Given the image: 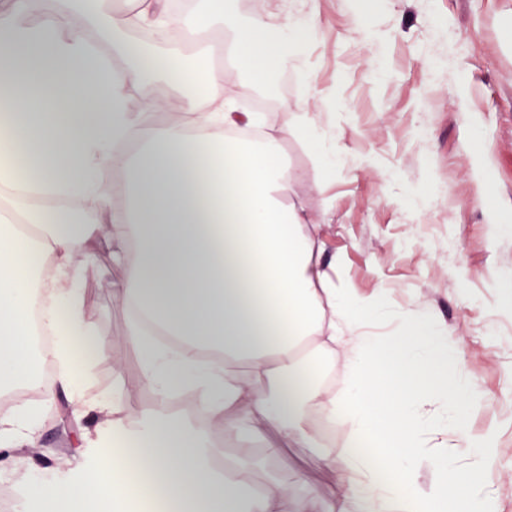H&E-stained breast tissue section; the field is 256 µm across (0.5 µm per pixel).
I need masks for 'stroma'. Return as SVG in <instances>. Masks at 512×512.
<instances>
[{
	"instance_id": "stroma-1",
	"label": "stroma",
	"mask_w": 512,
	"mask_h": 512,
	"mask_svg": "<svg viewBox=\"0 0 512 512\" xmlns=\"http://www.w3.org/2000/svg\"><path fill=\"white\" fill-rule=\"evenodd\" d=\"M293 10L310 20L306 70L272 73L253 92L273 100L267 123L292 120L286 100L320 113L329 133L323 169L304 137L283 143L295 191L353 288L387 289L391 305L424 309L453 333L484 398L470 427L494 441L495 512H512V308L498 291L512 278V0H293ZM122 275L105 248L87 266L86 316L111 350L83 363L82 386L145 417L157 397L124 340L129 317L112 297ZM52 398L25 451L32 476L81 485L103 475L117 452L93 443L97 417L60 390ZM318 441L277 449L271 468L257 446V482L300 478L337 495L322 452L343 451L347 437Z\"/></svg>"
}]
</instances>
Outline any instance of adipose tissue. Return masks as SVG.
<instances>
[{
  "label": "adipose tissue",
  "mask_w": 512,
  "mask_h": 512,
  "mask_svg": "<svg viewBox=\"0 0 512 512\" xmlns=\"http://www.w3.org/2000/svg\"><path fill=\"white\" fill-rule=\"evenodd\" d=\"M38 0H11L0 19V92L13 94L0 115V185L8 204L39 234L26 244L0 227V390L30 381L28 313L41 298L59 336L58 381L81 411L97 413L107 433L134 442L152 497L183 512H487L485 472L493 448L471 434L473 380L458 350L428 313L397 314L401 328L385 340L367 329L386 311V291L360 295L335 276L339 259L305 218L296 174L280 161L289 133L331 145L316 112L268 126L263 113L238 111L224 99V71L210 69L206 95L185 54L196 17L173 14L168 0H75L67 14L40 16ZM207 24L239 73L300 67L309 25L283 8L241 19L210 0ZM172 31L149 50L128 30ZM173 94L155 100L159 85ZM169 120L156 128L152 113ZM112 175L104 195L99 177ZM85 214L87 228L77 227ZM109 246L124 268L113 293L133 318L125 339L148 369L160 402L193 389L197 420L160 412L136 416L125 401L88 396L73 352L82 342L104 349L85 316V260ZM339 347L347 386L335 395L319 377L330 359L309 366L302 346ZM341 425L356 443L325 456L339 500L317 488L271 482L255 488L252 443L263 428L276 444L314 448L312 419ZM236 447L223 471L212 467L213 428ZM33 410L17 403L0 419V454L26 465ZM441 459L428 498L412 490L413 464L429 449Z\"/></svg>",
  "instance_id": "1"
}]
</instances>
